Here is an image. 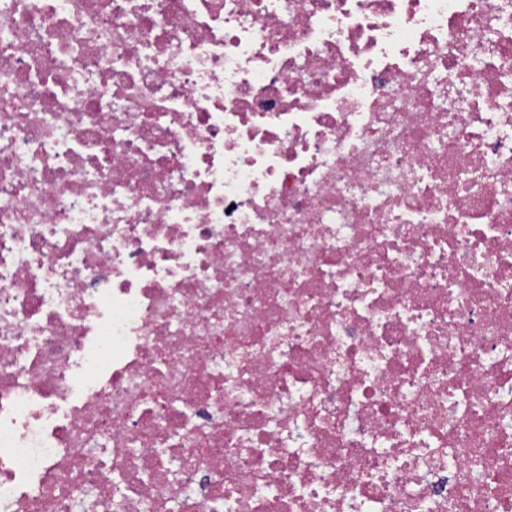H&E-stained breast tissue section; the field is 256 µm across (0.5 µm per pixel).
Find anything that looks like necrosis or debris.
<instances>
[{"instance_id":"1","label":"necrosis or debris","mask_w":512,"mask_h":512,"mask_svg":"<svg viewBox=\"0 0 512 512\" xmlns=\"http://www.w3.org/2000/svg\"><path fill=\"white\" fill-rule=\"evenodd\" d=\"M0 28V512H512V0Z\"/></svg>"}]
</instances>
